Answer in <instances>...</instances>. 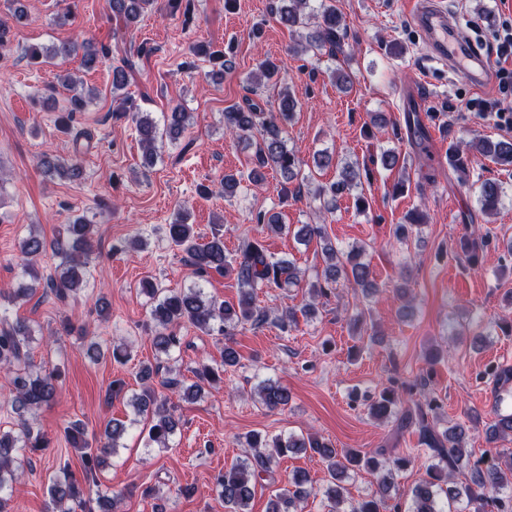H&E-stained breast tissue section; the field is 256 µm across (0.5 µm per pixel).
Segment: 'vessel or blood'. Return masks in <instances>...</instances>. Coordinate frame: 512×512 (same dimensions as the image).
I'll return each instance as SVG.
<instances>
[{"mask_svg":"<svg viewBox=\"0 0 512 512\" xmlns=\"http://www.w3.org/2000/svg\"><path fill=\"white\" fill-rule=\"evenodd\" d=\"M406 9L410 22L424 33L435 60L467 78L476 89L492 87L490 61L472 49L440 0H406Z\"/></svg>","mask_w":512,"mask_h":512,"instance_id":"1","label":"vessel or blood"}]
</instances>
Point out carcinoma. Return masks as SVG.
<instances>
[{
  "instance_id": "1",
  "label": "carcinoma",
  "mask_w": 512,
  "mask_h": 512,
  "mask_svg": "<svg viewBox=\"0 0 512 512\" xmlns=\"http://www.w3.org/2000/svg\"><path fill=\"white\" fill-rule=\"evenodd\" d=\"M155 0H108L112 18L129 29L138 23L143 14L153 9ZM311 0H277L272 12L278 22L288 29H301V49L307 51L325 50L332 57L342 51L344 33L341 16L332 0L320 4L315 13ZM191 51L205 55L219 65V73L231 67V60L222 51H209L205 45H195ZM111 50L103 45L96 47L90 41H62L44 51L30 46L24 55L36 63L46 58L66 61L81 57V66L92 70L108 60ZM134 63L123 58L112 64L109 70L113 100L119 101L117 111H130V98L125 95ZM281 65L270 59L259 63L255 87L267 81L277 86ZM66 89L72 91L69 97L67 116L61 118V127L68 128L73 113L81 112L86 105L83 93L77 91V80L67 75L61 80ZM299 107V101L288 87H281L276 94L274 106L265 110L257 103L247 107L229 106L224 110V132L237 140L248 142L253 149L252 167L247 174H226L219 181L224 196L236 194L243 180L259 185L266 177V171L273 170L283 179L291 182L298 178L301 161L288 149L285 139L286 126L291 123ZM190 115L175 107L158 125L148 112L135 111L133 119L143 150L145 164H154L157 158V143L165 138L179 139L186 128ZM406 140L418 152L427 151L429 136L426 125L417 113L405 118ZM481 153L499 165L512 167V140H485L480 144ZM43 170L63 173L72 182L84 178V168L77 156L68 158L45 155L40 159ZM360 184V167L347 163L338 172L337 180L317 187L314 198L329 211L336 208V198L351 193ZM502 182L487 178L478 186V201L485 211L494 210L501 202ZM255 222L261 229L281 233L286 225L280 223L276 214L259 212ZM95 234L94 225L78 215L63 232L50 243L34 231L19 242V250L25 260L24 272L31 275L29 284L17 288L15 297L26 298L36 289L54 295L65 301L81 293L89 286L91 273L88 257ZM170 242L185 252L196 275L205 279L213 273L224 274L228 269L236 271L239 294L235 302L217 301L205 295L200 288L172 291L160 288L147 281L142 291L150 301L149 314L154 323L152 345L158 354L168 355L179 347L181 337L175 328L189 324L199 331L214 332L227 336L240 325L251 323L261 325L268 319V312L256 306L258 291L263 288H289L301 282V271L287 258H275L268 254L261 240L245 244L235 258L229 260L224 253V237L215 234L204 243L197 241L193 225L187 223L186 214L179 211L168 225ZM294 237L308 242L314 237L323 240V252L328 259L323 280L309 287L311 301L298 311L290 309L275 318L282 328L296 323L297 313L311 318L316 314L314 300L328 296L338 280L342 279L361 290L366 297L377 292L368 264L359 261L362 249L353 248L348 252L347 262L340 260V252L325 236L320 224H303ZM52 251L59 259L54 273L40 278L34 273L30 262L46 251ZM32 341V328L21 319H10L0 312V367L6 370L12 389L10 405L17 416V430L0 431V512H12L10 507L11 484L25 472V465L31 463V453L46 447L41 432L34 431L26 414L49 405L58 396L62 373L60 368L42 369L30 360L28 346ZM239 363L238 352L224 343L220 366L201 365L195 370L198 383H211L221 378L224 371ZM493 381V410L495 423L485 430L488 444L512 436V410H502L505 397L512 398V365L500 364L490 368ZM428 379L425 377L412 383L390 382L378 397L369 404L371 416L384 423L395 422L396 430L412 428L418 433L422 452L426 455L425 475L407 493L411 507L408 512H512V451L492 448L479 459H472L467 448L468 437L478 429L480 416L469 411L466 421L450 428L440 429L439 409L436 398L425 393ZM258 396L262 406L277 410L288 406L291 393L288 387L275 381L259 385ZM130 403L137 413L147 417L148 439L161 448L168 447L170 437L176 432V419L169 399H158L150 389L134 394ZM127 432V425L120 420L107 422L103 432L88 439L85 428L75 424L67 429L73 449L79 454L85 479H93L104 463L105 457L120 447V441ZM245 446L250 453L237 459L215 480L217 497L224 502L227 512H248L250 501L255 494L257 477L268 472L278 460L287 455L319 457L326 465L329 484L324 490L327 512H402L396 503L398 487L394 482L393 470H401L411 464V459L401 455L395 448H377L369 453L356 450L338 449L331 442L315 435L294 433L261 436L250 434L245 437ZM365 469L376 475V487L361 500L346 504L344 482L351 473ZM289 487L278 490L268 502L267 512H300L301 504L314 494L305 472L296 471L288 479ZM49 503L47 512H86L87 501L80 483L70 472L69 463L59 465L58 474L48 486Z\"/></svg>"
}]
</instances>
